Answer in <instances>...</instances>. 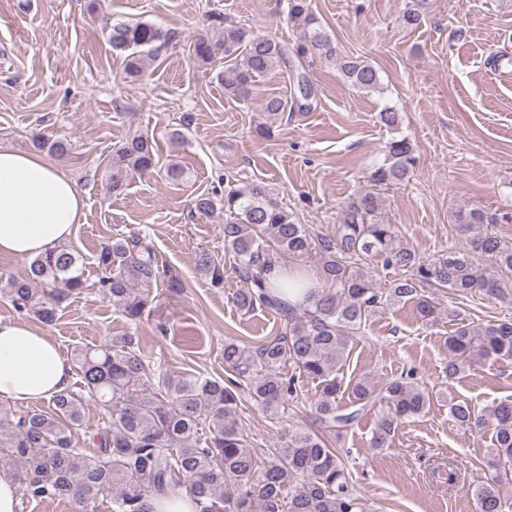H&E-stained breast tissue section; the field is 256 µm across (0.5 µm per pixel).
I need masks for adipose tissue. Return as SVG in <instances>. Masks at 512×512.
Returning <instances> with one entry per match:
<instances>
[{
  "label": "adipose tissue",
  "mask_w": 512,
  "mask_h": 512,
  "mask_svg": "<svg viewBox=\"0 0 512 512\" xmlns=\"http://www.w3.org/2000/svg\"><path fill=\"white\" fill-rule=\"evenodd\" d=\"M76 182L38 155L0 149V254L30 258L70 238L83 216ZM70 366L29 324L0 321V398L51 399L70 384Z\"/></svg>",
  "instance_id": "obj_1"
}]
</instances>
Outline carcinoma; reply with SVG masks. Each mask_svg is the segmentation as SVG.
<instances>
[{
	"instance_id": "cac0c4a2",
	"label": "carcinoma",
	"mask_w": 512,
	"mask_h": 512,
	"mask_svg": "<svg viewBox=\"0 0 512 512\" xmlns=\"http://www.w3.org/2000/svg\"><path fill=\"white\" fill-rule=\"evenodd\" d=\"M288 21L298 31L293 55L300 62L320 58L336 63L342 79L371 92L380 85L379 71L359 57H339L307 0H288ZM109 41L115 52L131 51L128 72L141 71L140 48L160 49L166 33L148 22L110 24ZM193 58L206 64L215 56L209 39H196ZM288 62V47L256 36L242 27L224 28V69L216 74L224 93L247 101L257 79ZM416 164L414 147L404 136L388 142L385 156L371 172L366 188L347 204L332 238L318 241L308 235L293 213L269 198L262 185L224 190V245L238 260L245 288L236 303L243 310L263 306L288 319L281 335L251 349L235 340L224 342L227 381L182 377L177 380L153 368L132 336L113 337L92 347L75 349L74 366L80 378L52 399L47 411L32 410L15 419L0 410V459L15 466L22 495L34 500L89 502L112 494V512H154L151 492H187L199 512H363L347 469L326 434L340 435L377 409L369 447L389 446L398 426L424 416L431 394L414 381L413 373L376 390L355 385L344 402L343 370L350 344L375 313L396 304L415 303L420 319L438 322L441 311L432 294L482 292L497 296L512 276V242L484 228L487 216L478 209L458 214L457 229L469 247L450 249L433 260L397 244V230L381 218L382 190L409 179ZM154 166L148 138L135 136L118 149L110 164L109 188L123 194L136 172ZM324 257L321 276L288 280L275 270L280 257L304 258L312 251ZM379 258L397 273L389 286L379 287L358 261ZM81 255L63 243L32 259L23 277H10L0 295L15 308L50 324L61 305L84 288ZM98 265L99 291L131 320L142 317L150 304L151 288L159 278L152 247L138 237L115 238L102 247ZM197 266L211 283L224 282V268L203 251ZM292 288L301 302L288 307L278 289ZM448 378L465 364L487 360L512 361V320L465 324L448 335ZM291 366L294 373L283 372ZM317 383L311 414L318 429L294 431L282 421L288 400L300 384ZM157 386L156 395L145 386ZM249 396L269 419L280 425L278 448L259 460L244 447V428L238 420V401ZM94 401L108 409L109 421L97 435L95 452L73 444L71 428L85 406ZM449 416L468 429L485 424L483 415L465 401H449ZM495 425L491 467L495 474L476 493L478 512H506L512 502L501 497L500 484L512 483V401L492 411ZM461 467L455 460L438 465L433 475L448 486L457 483Z\"/></svg>"
}]
</instances>
